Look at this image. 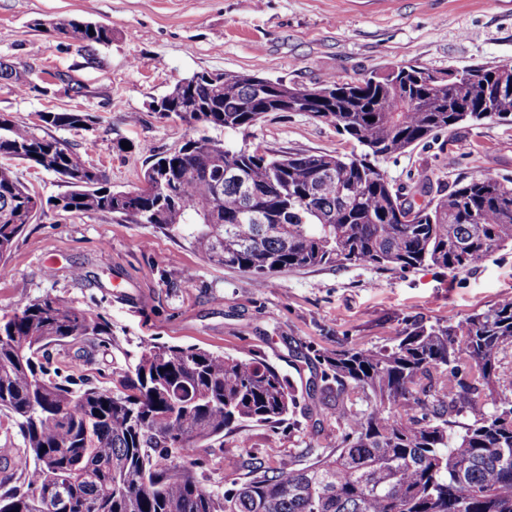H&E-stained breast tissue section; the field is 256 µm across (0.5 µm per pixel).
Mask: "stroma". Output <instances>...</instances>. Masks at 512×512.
Instances as JSON below:
<instances>
[{
  "label": "stroma",
  "mask_w": 512,
  "mask_h": 512,
  "mask_svg": "<svg viewBox=\"0 0 512 512\" xmlns=\"http://www.w3.org/2000/svg\"><path fill=\"white\" fill-rule=\"evenodd\" d=\"M71 16L110 26L111 43L81 48L42 27ZM0 62L20 75L0 79V113L28 124L44 111L95 116L93 129L56 136L85 152L112 188L130 190L153 155L190 135L153 109L179 78L259 68L313 87L400 63L440 71L512 65V0H0ZM121 141L128 150L118 151ZM248 143L262 151L353 149L333 125L294 112L268 114ZM380 166L406 195L422 171L437 190L485 174L512 178V124L451 129ZM17 170L43 208L6 258L0 314L46 293L99 312L112 325L110 340L51 353L62 374L105 387L113 368L150 341L256 355L306 379L315 351L384 346L414 326L455 322L512 296L511 248L459 275L350 265L279 273L259 288L248 275L209 263L182 238L112 213L62 212L54 206L65 191L58 177L26 164ZM315 438L313 421L299 414L274 426L252 423L242 435L199 448L201 473L207 485L227 489L247 455L270 447L297 453Z\"/></svg>",
  "instance_id": "35a3bbf8"
}]
</instances>
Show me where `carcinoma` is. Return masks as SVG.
<instances>
[{
	"label": "carcinoma",
	"mask_w": 512,
	"mask_h": 512,
	"mask_svg": "<svg viewBox=\"0 0 512 512\" xmlns=\"http://www.w3.org/2000/svg\"><path fill=\"white\" fill-rule=\"evenodd\" d=\"M48 30L83 48L112 42V28L79 18ZM257 77L197 71L162 97L163 115L246 136L279 110ZM288 111L336 126L361 152L260 154L190 137L156 157L141 186L113 190L85 154L48 134L86 129L90 114L41 112L27 124L1 113L0 260L41 207L15 161L61 178L62 211L180 235L258 284L347 265L468 272L512 246V178L460 182L414 208L380 167L462 124H512L501 66L396 64L357 82L292 86ZM110 335L105 317L50 294L0 316V414L26 459L0 512H512V302L417 325L380 348L325 351L301 389L265 359L158 342L115 369L110 388L52 367L49 346ZM299 410L320 429L306 463L268 448L233 487L203 483V444Z\"/></svg>",
	"instance_id": "1"
}]
</instances>
